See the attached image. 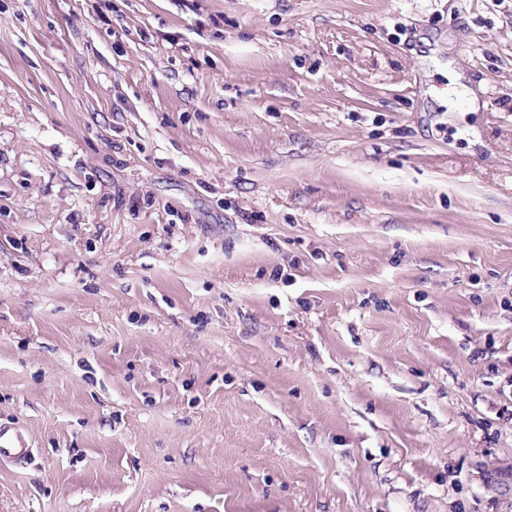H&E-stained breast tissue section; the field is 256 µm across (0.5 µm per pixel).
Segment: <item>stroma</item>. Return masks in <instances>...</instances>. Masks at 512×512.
<instances>
[{"label": "stroma", "mask_w": 512, "mask_h": 512, "mask_svg": "<svg viewBox=\"0 0 512 512\" xmlns=\"http://www.w3.org/2000/svg\"><path fill=\"white\" fill-rule=\"evenodd\" d=\"M0 512H512V0H0ZM28 453L29 446L22 433L12 426L0 424V460L22 464Z\"/></svg>", "instance_id": "stroma-1"}]
</instances>
